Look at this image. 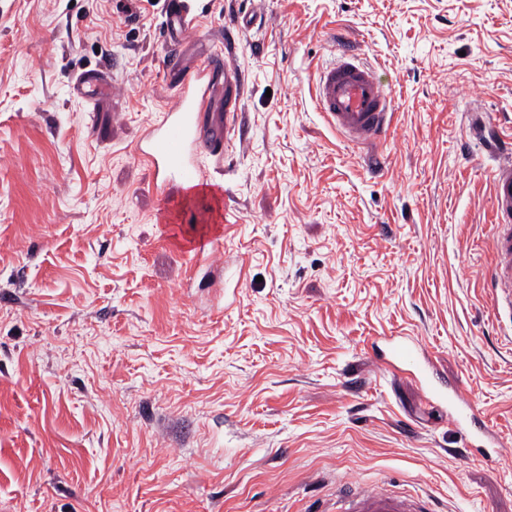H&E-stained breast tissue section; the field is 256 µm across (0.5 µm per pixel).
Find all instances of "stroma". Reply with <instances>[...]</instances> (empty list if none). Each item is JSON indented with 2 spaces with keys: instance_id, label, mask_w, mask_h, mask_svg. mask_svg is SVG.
I'll use <instances>...</instances> for the list:
<instances>
[{
  "instance_id": "1",
  "label": "stroma",
  "mask_w": 512,
  "mask_h": 512,
  "mask_svg": "<svg viewBox=\"0 0 512 512\" xmlns=\"http://www.w3.org/2000/svg\"><path fill=\"white\" fill-rule=\"evenodd\" d=\"M160 11L0 0V512H317L345 479L512 512L496 162L469 138L479 114L512 141V0H197L186 61L251 20L245 140L166 202L134 152L175 95ZM345 45L393 97L376 172L313 102ZM103 65L87 106L73 83ZM386 336L459 382L497 466L383 370Z\"/></svg>"
}]
</instances>
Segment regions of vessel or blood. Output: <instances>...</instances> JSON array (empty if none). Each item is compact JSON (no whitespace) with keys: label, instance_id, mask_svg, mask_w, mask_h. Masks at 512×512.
Here are the masks:
<instances>
[{"label":"vessel or blood","instance_id":"vessel-or-blood-1","mask_svg":"<svg viewBox=\"0 0 512 512\" xmlns=\"http://www.w3.org/2000/svg\"><path fill=\"white\" fill-rule=\"evenodd\" d=\"M197 13L193 0H164L162 28L168 46V64L176 80L173 101L158 119L146 125L136 146L138 159L154 173L153 192L167 198L176 190L207 185L205 161L222 164L239 133V110L244 95L242 77L234 63V52L225 49L199 56L192 64H181L185 48L197 40ZM224 63V103L214 100L213 70ZM85 101L111 92L108 73L93 69L82 72L75 83ZM316 108L347 143L373 147L385 140L391 122L389 93L375 70L357 55L346 52L323 70L316 84ZM494 226L491 248L496 264L487 284L495 317L512 313V161L499 162L493 171ZM389 368H409L418 378L428 379L429 361L414 345L394 342L385 359ZM448 404V420L472 438L484 442L486 463L501 456L499 436L459 384L451 383L442 396ZM336 512H439L432 495H416L341 481L336 490Z\"/></svg>","mask_w":512,"mask_h":512}]
</instances>
